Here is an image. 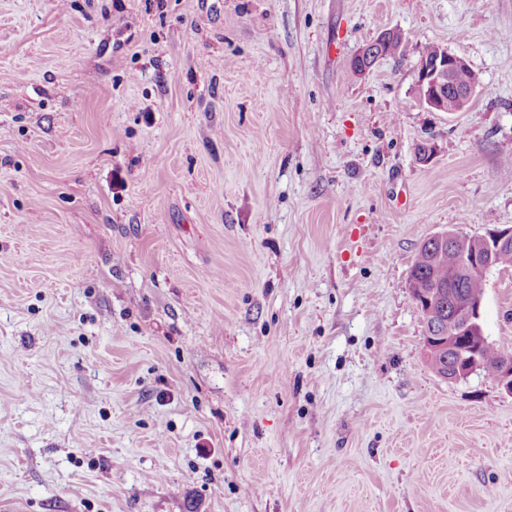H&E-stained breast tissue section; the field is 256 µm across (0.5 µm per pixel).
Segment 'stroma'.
I'll return each instance as SVG.
<instances>
[{"instance_id": "stroma-1", "label": "stroma", "mask_w": 512, "mask_h": 512, "mask_svg": "<svg viewBox=\"0 0 512 512\" xmlns=\"http://www.w3.org/2000/svg\"><path fill=\"white\" fill-rule=\"evenodd\" d=\"M509 226L512 0H0V512H512V394L408 288ZM390 32L382 33L375 41L370 45L364 47L358 54H356L351 60V67L353 71L362 73L372 68L380 59H382V48L387 43V39ZM401 47V36L396 34V37L392 38L388 44L383 48L385 57H394L399 54ZM441 50L439 45L428 44L423 47L420 57H434ZM469 67L463 57L449 53L446 49L433 59H420L417 85L420 100L440 112L464 111L479 87L477 83H480L478 74ZM460 69L466 70L455 73ZM452 75L457 84L452 82Z\"/></svg>"}]
</instances>
